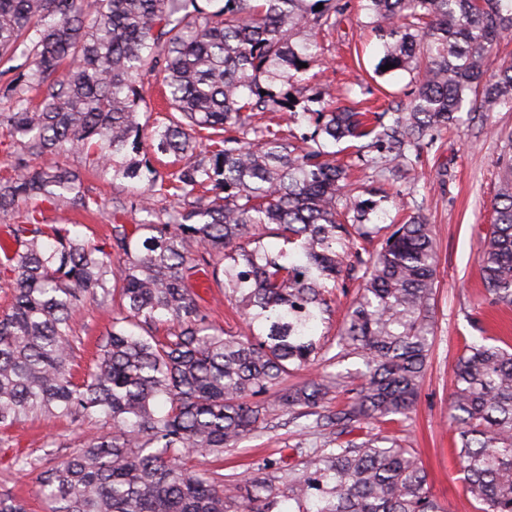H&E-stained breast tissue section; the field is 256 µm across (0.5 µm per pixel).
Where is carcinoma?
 I'll return each instance as SVG.
<instances>
[{
	"label": "carcinoma",
	"instance_id": "carcinoma-1",
	"mask_svg": "<svg viewBox=\"0 0 512 512\" xmlns=\"http://www.w3.org/2000/svg\"><path fill=\"white\" fill-rule=\"evenodd\" d=\"M322 9H316L317 5ZM383 41L376 70L413 76L404 107L369 117L352 108L299 112L271 87L321 61L316 33L336 27L342 0H0V60L20 52L29 71L0 114V146L12 173L0 177V212L40 198L89 211L98 205L78 173L57 158L86 155L110 184L139 191L113 214L147 218L112 226L108 245L31 214L11 227L4 255L13 302L0 315V429L37 415L101 417L106 434L42 471L49 512H447L420 459L369 426L407 416L423 384L433 341L438 260L431 225L415 214L368 258L357 186L328 159L324 142L371 139L374 168L395 169L469 112L512 110V63L487 77L493 46L512 31V0H360ZM163 88L170 116L140 121L144 85ZM46 86L43 100L29 91ZM266 94H261V91ZM283 112L314 125L303 145L283 126L256 123ZM174 157L163 173L140 158L143 142ZM53 163L28 169L27 159ZM492 204L495 222L478 255L489 302L512 306V156ZM184 207L161 216L150 197ZM262 226L283 240L269 248ZM363 269L339 331V355H357L364 381L316 429L336 447L286 465L281 486L248 479L218 484L190 455H219L268 428L265 403L285 413L316 409L344 384L313 374L283 388L288 373L319 366L316 328L329 289ZM224 282L245 330L217 329L191 280ZM115 300L112 331L95 367L73 380L77 302ZM448 421L475 512H512V345L474 341L453 369Z\"/></svg>",
	"mask_w": 512,
	"mask_h": 512
}]
</instances>
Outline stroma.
<instances>
[{
    "instance_id": "1",
    "label": "stroma",
    "mask_w": 512,
    "mask_h": 512,
    "mask_svg": "<svg viewBox=\"0 0 512 512\" xmlns=\"http://www.w3.org/2000/svg\"><path fill=\"white\" fill-rule=\"evenodd\" d=\"M348 7L336 29L320 31L323 61L298 74L289 84L299 105L321 101L360 110L384 109L409 102L414 84L407 73H376L382 47L358 0ZM512 134V111L491 113L488 120L462 121L450 128L430 148H423L412 169L403 168L385 177L372 169L358 167L355 174L367 189L366 199L375 201L385 224L405 215L422 212L434 227L438 258L433 299L435 340L429 355L425 382L409 417L389 424L391 434L413 449L420 458L432 494L448 512H474L459 470L454 441L456 433L448 422L452 392V369L466 342L478 335L512 339V310L486 301L487 294L478 263L483 236L493 222L492 202L499 191L502 157ZM81 177L88 194L97 199L96 211L54 209L37 200L20 203L13 212L0 214V230L8 224L24 223L31 212L43 214L49 224H74L92 243L108 240L112 232V200L127 198L123 185H108L89 165L84 155L71 152L61 158ZM112 328V309L83 300L75 310L73 334L76 354L71 366L82 377L97 361L99 342ZM270 427L247 437L223 457L198 456L189 463L214 472L224 482L242 484L254 475L276 483L274 461L300 459L301 449L328 444L329 432L301 429L288 414L268 407ZM100 418L81 422L66 417L38 416L8 430H0V496L25 502L28 512H46L39 491L38 473L72 455L85 433H107ZM34 461V469L18 472L16 455Z\"/></svg>"
}]
</instances>
